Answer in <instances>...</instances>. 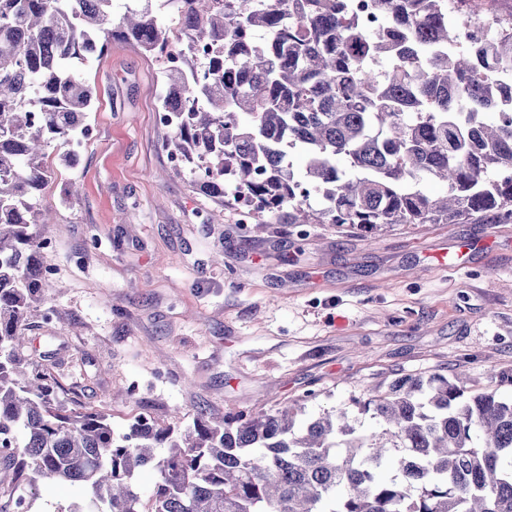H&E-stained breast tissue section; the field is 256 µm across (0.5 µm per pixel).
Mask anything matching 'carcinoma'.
I'll use <instances>...</instances> for the list:
<instances>
[{
  "label": "carcinoma",
  "mask_w": 512,
  "mask_h": 512,
  "mask_svg": "<svg viewBox=\"0 0 512 512\" xmlns=\"http://www.w3.org/2000/svg\"><path fill=\"white\" fill-rule=\"evenodd\" d=\"M112 2L0 0V512H29L41 481L85 488L70 512H141L132 479L148 466L150 512H512V400L468 394L457 375L353 398L381 427L369 436L348 407L204 410L177 431L140 415L116 434L106 409L66 408L57 377L22 355L54 287L31 231L49 223V150L86 131L83 67L112 42L160 62L163 148L200 170V191L251 224L271 213L375 234L512 220V82L479 77L512 67V20L462 51L448 0H376L374 34L350 0H140L120 16ZM428 180L446 195L424 193Z\"/></svg>",
  "instance_id": "1"
}]
</instances>
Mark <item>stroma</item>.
Returning a JSON list of instances; mask_svg holds the SVG:
<instances>
[{
    "label": "stroma",
    "mask_w": 512,
    "mask_h": 512,
    "mask_svg": "<svg viewBox=\"0 0 512 512\" xmlns=\"http://www.w3.org/2000/svg\"><path fill=\"white\" fill-rule=\"evenodd\" d=\"M85 79V147L41 198L55 286L24 355L56 353L60 382L115 433L141 414L316 416L405 374L463 372L512 398V223H239L164 150L157 63L115 42Z\"/></svg>",
    "instance_id": "stroma-1"
}]
</instances>
